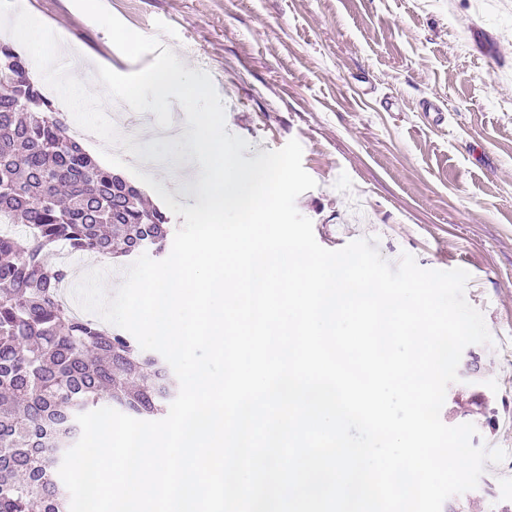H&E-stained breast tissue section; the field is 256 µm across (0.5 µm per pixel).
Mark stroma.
<instances>
[{
  "label": "stroma",
  "mask_w": 512,
  "mask_h": 512,
  "mask_svg": "<svg viewBox=\"0 0 512 512\" xmlns=\"http://www.w3.org/2000/svg\"><path fill=\"white\" fill-rule=\"evenodd\" d=\"M21 6L81 45L84 59L132 60L73 0ZM130 29L158 37L189 69H206L226 131L245 158L290 140L315 188L296 200L317 242L373 238L389 263L469 272L467 301L493 338L472 346L480 375H461L441 410L473 423V445L512 431V0H103ZM443 101L447 128L422 113ZM486 464L470 512H512V445Z\"/></svg>",
  "instance_id": "1"
}]
</instances>
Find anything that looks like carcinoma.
<instances>
[{"instance_id": "1", "label": "carcinoma", "mask_w": 512, "mask_h": 512, "mask_svg": "<svg viewBox=\"0 0 512 512\" xmlns=\"http://www.w3.org/2000/svg\"><path fill=\"white\" fill-rule=\"evenodd\" d=\"M0 512H69L57 472L80 432L76 417L115 404L130 416L165 412L175 382L128 336L78 318L58 299L74 252L132 257L164 251L168 217L100 166L0 43Z\"/></svg>"}]
</instances>
